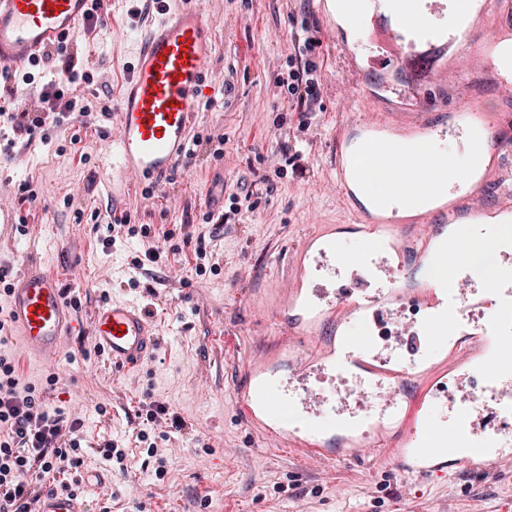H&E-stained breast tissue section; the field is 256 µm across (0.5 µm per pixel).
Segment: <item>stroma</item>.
<instances>
[{
    "label": "stroma",
    "mask_w": 512,
    "mask_h": 512,
    "mask_svg": "<svg viewBox=\"0 0 512 512\" xmlns=\"http://www.w3.org/2000/svg\"><path fill=\"white\" fill-rule=\"evenodd\" d=\"M212 25L217 91L196 105L198 144L185 168L161 191L113 172L109 118L143 36L158 14L153 0H102L97 24L68 38L65 54L93 74L69 94L89 106L46 124L31 141L0 155V210L21 221L0 227V267L19 273L35 262L62 276L79 315L106 300L147 306L161 336L137 370L113 371L89 337L66 342L52 360L21 361L0 291V354L17 358V374L47 410L78 421L74 491L101 474L94 512H512V464L484 472L451 467L448 481L410 478L390 452L358 460L307 459L246 424L234 392L249 355L277 347L270 288L287 284L292 256L306 237L332 225L344 248L365 228L336 187L339 135L379 106L341 70L335 16L311 0H200ZM512 27V0H491L481 22L461 35L483 63L453 69L427 98L437 117L462 109L485 113L504 140L497 163L512 174V105L502 99L491 61L496 31ZM316 42L322 110L299 128L274 81L287 69L291 35ZM53 65L21 64L9 81L16 99L63 82ZM301 160L288 164L289 141ZM269 176L255 210L223 224L206 214L227 210L230 193ZM147 226L130 236L128 225ZM162 253L146 260L150 250ZM168 419L150 423V405ZM181 419L172 428L170 416ZM119 459H107L108 448Z\"/></svg>",
    "instance_id": "obj_1"
}]
</instances>
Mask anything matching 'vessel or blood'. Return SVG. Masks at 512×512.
Returning a JSON list of instances; mask_svg holds the SVG:
<instances>
[{"label":"vessel or blood","instance_id":"b4317fda","mask_svg":"<svg viewBox=\"0 0 512 512\" xmlns=\"http://www.w3.org/2000/svg\"><path fill=\"white\" fill-rule=\"evenodd\" d=\"M387 2L395 26L383 36L395 48V66L408 71L412 83L398 93L397 111L380 113L371 125L341 138L345 158L337 182L345 196L359 201L361 216L371 223L388 209L364 198L362 171L369 158L399 160L402 174H417L435 186L437 199L457 195L458 205L442 217L448 238L425 233L401 247L412 263L427 268L450 255V238L461 218L484 206L475 195L473 173L448 182L444 156L429 151L405 161L399 145L420 135L432 141L481 138L486 124L480 112L436 124L425 109L433 61L453 58L459 40L441 37L422 0ZM156 9L159 18L118 99L112 140L113 170L137 173L153 189L163 187L188 160L195 106L207 90L215 58L199 0H183L174 10L158 0ZM91 12L92 0H0V69L35 62L43 49L63 44ZM295 268L292 288L274 303L280 345L291 353L289 378L281 380L271 360L247 363L237 391L247 424L277 434L305 457L331 459L337 433L367 422L383 446L384 418H399L409 436L395 454L401 470L411 475L442 473L453 453L460 465L482 471L512 460V262L503 261L491 282L474 268L454 265L442 286L424 281L400 295L388 285L401 266L374 257L368 248L342 253L328 231L297 251ZM10 318L26 358H56L71 337L88 336L114 370L127 372L161 342L152 317L136 301L100 303L80 321L60 276L37 265L13 281ZM322 324L342 327V339L303 352L308 327ZM454 330L472 336L473 343L460 357L461 371L452 375L434 359L447 349ZM353 369L372 382L353 401L314 386ZM409 378L421 382L428 401L402 403L398 388ZM37 512L91 509L78 494L46 493Z\"/></svg>","mask_w":512,"mask_h":512}]
</instances>
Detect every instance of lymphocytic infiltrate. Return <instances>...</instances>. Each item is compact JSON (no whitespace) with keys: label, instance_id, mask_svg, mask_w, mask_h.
I'll use <instances>...</instances> for the list:
<instances>
[{"label":"lymphocytic infiltrate","instance_id":"lymphocytic-infiltrate-1","mask_svg":"<svg viewBox=\"0 0 512 512\" xmlns=\"http://www.w3.org/2000/svg\"><path fill=\"white\" fill-rule=\"evenodd\" d=\"M293 52L288 58V72L277 76L275 85L288 96L291 111L298 114L299 127H306L321 107L320 64L314 57L316 42L300 33L292 35ZM37 107L13 103L9 112L0 114L13 133H31L46 122H61L76 111L77 103L65 96L63 89L39 91ZM16 367L0 357V425H7V439H0V512H32L39 495L35 484L42 475L64 472L68 454L59 440L75 432L61 412L44 409L29 395L16 391Z\"/></svg>","mask_w":512,"mask_h":512}]
</instances>
